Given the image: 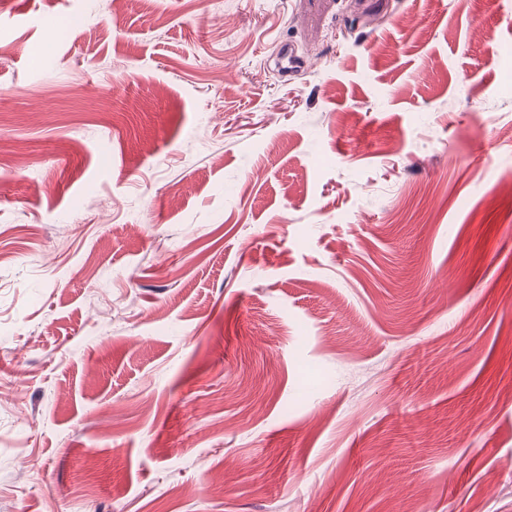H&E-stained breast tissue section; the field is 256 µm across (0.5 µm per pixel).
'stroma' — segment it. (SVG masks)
<instances>
[{
	"label": "stroma",
	"instance_id": "stroma-1",
	"mask_svg": "<svg viewBox=\"0 0 512 512\" xmlns=\"http://www.w3.org/2000/svg\"><path fill=\"white\" fill-rule=\"evenodd\" d=\"M0 92V512H512V0H0Z\"/></svg>",
	"mask_w": 512,
	"mask_h": 512
}]
</instances>
